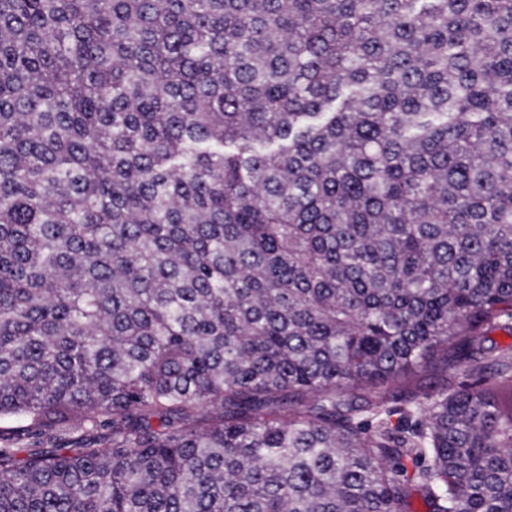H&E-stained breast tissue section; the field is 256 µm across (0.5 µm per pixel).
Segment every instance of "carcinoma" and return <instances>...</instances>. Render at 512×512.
<instances>
[{
    "label": "carcinoma",
    "instance_id": "obj_1",
    "mask_svg": "<svg viewBox=\"0 0 512 512\" xmlns=\"http://www.w3.org/2000/svg\"><path fill=\"white\" fill-rule=\"evenodd\" d=\"M497 330L512 0H0V512H512ZM446 384L445 373L437 366H431L417 372L407 381V386L420 392H434Z\"/></svg>",
    "mask_w": 512,
    "mask_h": 512
}]
</instances>
